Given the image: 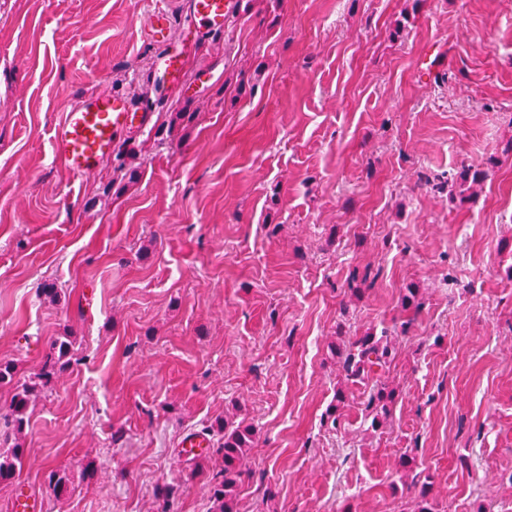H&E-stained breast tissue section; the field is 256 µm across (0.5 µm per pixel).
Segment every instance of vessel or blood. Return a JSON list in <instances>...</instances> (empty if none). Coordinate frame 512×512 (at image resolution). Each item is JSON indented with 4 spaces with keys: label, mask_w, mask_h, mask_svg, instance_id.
<instances>
[{
    "label": "vessel or blood",
    "mask_w": 512,
    "mask_h": 512,
    "mask_svg": "<svg viewBox=\"0 0 512 512\" xmlns=\"http://www.w3.org/2000/svg\"><path fill=\"white\" fill-rule=\"evenodd\" d=\"M235 10L236 0H152L141 33L146 41L162 46L150 66L151 87L158 98L177 90L190 57L223 32ZM177 13L186 27L193 29V41H170L172 19ZM152 120L153 109L144 99L109 92L85 93L54 125V160L73 179L86 178L100 169L130 133L149 129Z\"/></svg>",
    "instance_id": "obj_1"
}]
</instances>
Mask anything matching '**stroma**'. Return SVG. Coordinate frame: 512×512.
Segmentation results:
<instances>
[{
  "label": "stroma",
  "instance_id": "1",
  "mask_svg": "<svg viewBox=\"0 0 512 512\" xmlns=\"http://www.w3.org/2000/svg\"><path fill=\"white\" fill-rule=\"evenodd\" d=\"M146 8L0 0V359L21 383L56 337L78 359L0 512L19 486L42 512H162V486L208 512L178 445L235 412L237 512H413L411 450L435 512H512V0H238L125 168L72 180L54 123L94 88L150 97ZM463 164L489 172L475 201L419 182ZM371 327L395 332L392 421L369 431L356 389L326 425L336 331Z\"/></svg>",
  "mask_w": 512,
  "mask_h": 512
}]
</instances>
